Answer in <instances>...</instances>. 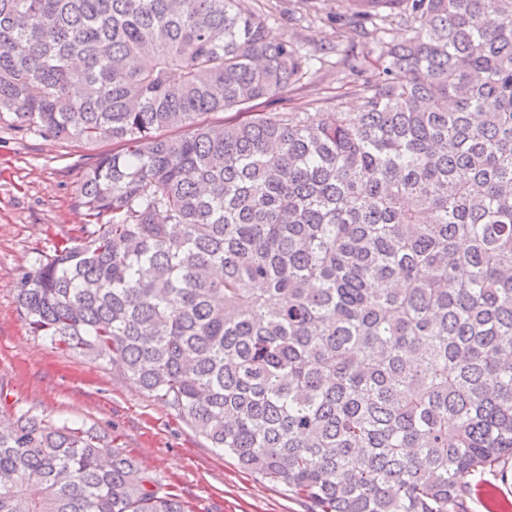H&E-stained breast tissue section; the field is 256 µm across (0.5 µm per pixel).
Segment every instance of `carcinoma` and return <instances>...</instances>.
Returning <instances> with one entry per match:
<instances>
[{
	"instance_id": "carcinoma-1",
	"label": "carcinoma",
	"mask_w": 512,
	"mask_h": 512,
	"mask_svg": "<svg viewBox=\"0 0 512 512\" xmlns=\"http://www.w3.org/2000/svg\"><path fill=\"white\" fill-rule=\"evenodd\" d=\"M343 2L371 51L323 106L285 97L312 54L250 0H0V120L121 146L17 301L316 512H468L512 463V0ZM0 512L189 510L17 408Z\"/></svg>"
}]
</instances>
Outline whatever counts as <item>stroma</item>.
Returning <instances> with one entry per match:
<instances>
[{"instance_id": "obj_1", "label": "stroma", "mask_w": 512, "mask_h": 512, "mask_svg": "<svg viewBox=\"0 0 512 512\" xmlns=\"http://www.w3.org/2000/svg\"><path fill=\"white\" fill-rule=\"evenodd\" d=\"M269 34L297 35L305 50H322L316 74L289 95L332 105L351 81L337 73L330 22L340 0H314L309 16L289 20L295 0H259ZM103 142H64L0 121V419L13 407L96 429L143 468L171 485L189 512H307L286 487L261 479L224 452L208 448L163 403L149 398L102 363L64 353L31 333L16 301V275L52 255L66 237L82 236L89 222L77 200L84 171L112 152Z\"/></svg>"}]
</instances>
